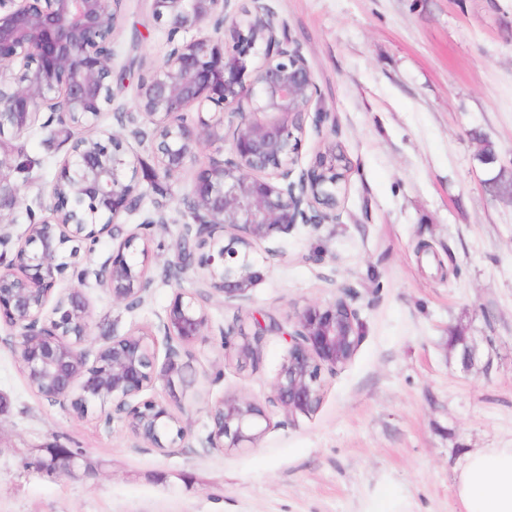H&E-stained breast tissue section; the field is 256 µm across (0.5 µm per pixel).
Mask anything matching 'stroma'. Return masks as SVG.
Segmentation results:
<instances>
[{
    "instance_id": "obj_1",
    "label": "stroma",
    "mask_w": 512,
    "mask_h": 512,
    "mask_svg": "<svg viewBox=\"0 0 512 512\" xmlns=\"http://www.w3.org/2000/svg\"><path fill=\"white\" fill-rule=\"evenodd\" d=\"M257 3L305 57L319 106L336 115L335 128L306 125L298 158L309 167L328 144L348 158L338 219L267 240L281 255L248 299L211 298L212 331L189 348L196 378L175 409L193 434L175 448L138 441L100 410L80 416L40 396L0 322V512H366L376 498L389 512H460L463 454L512 446V200L486 191L477 159L487 138L512 163V0H237ZM120 14L112 67L129 79L98 132L121 135L140 159L144 196L122 233L160 207L168 222L148 232L155 260L136 308L96 281L116 246L111 233L59 276L53 295L85 294L91 355L115 333L159 335L179 288L164 265L190 221L185 200L199 168L232 156L231 143L206 146L177 177L151 183L158 158L130 131L138 79L166 58L168 28L151 0H122ZM45 136L37 125L17 138L39 163L9 175L18 188L9 254L53 203L66 148H45ZM340 297L357 312L359 345L344 366L322 371L316 410L288 416L272 402L284 336H264L256 366L242 369L220 332L253 312L285 325ZM453 328L474 338L482 364L462 367ZM237 393L268 412L263 437L242 451L203 447L208 402ZM52 446L80 452L91 474L25 468Z\"/></svg>"
}]
</instances>
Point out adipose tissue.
Wrapping results in <instances>:
<instances>
[{
    "instance_id": "obj_1",
    "label": "adipose tissue",
    "mask_w": 512,
    "mask_h": 512,
    "mask_svg": "<svg viewBox=\"0 0 512 512\" xmlns=\"http://www.w3.org/2000/svg\"><path fill=\"white\" fill-rule=\"evenodd\" d=\"M455 495L463 512H512V447L465 453Z\"/></svg>"
}]
</instances>
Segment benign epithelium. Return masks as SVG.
Returning <instances> with one entry per match:
<instances>
[{
  "instance_id": "obj_1",
  "label": "benign epithelium",
  "mask_w": 512,
  "mask_h": 512,
  "mask_svg": "<svg viewBox=\"0 0 512 512\" xmlns=\"http://www.w3.org/2000/svg\"><path fill=\"white\" fill-rule=\"evenodd\" d=\"M233 0H151L155 21L168 26L172 47L164 62L142 80L136 108L152 125L150 143L161 171L173 178L186 169L203 145L224 140L230 119L233 158L211 159L202 167L186 201L193 223L184 226L180 242L206 249L167 262L170 278H189L166 310L161 330L164 360L145 335L132 329L102 345L93 363L81 348L89 326L87 300L72 289L46 314L49 292L67 264L59 261L69 242H87L82 229L122 223L136 210L140 184L135 154L122 137L94 133L102 112L115 101L112 90V41L120 15L117 0H0V135L22 134L43 112L42 127L73 126L86 134L76 139L56 180L69 191H52L48 215L28 232L11 260L0 254V319L17 332L20 360L31 386L46 400L70 404L79 414L98 404L107 417L128 422L143 442L159 449L185 441L190 423L167 403L141 393L160 382L171 396L190 386L185 348L211 331L206 305L217 294L244 300L264 279L277 251L257 256V246L297 225L316 227L338 219L336 191L349 170L341 150L316 154L307 169H297L298 145L306 116L316 130L335 113L310 112L318 91L298 47L279 31L257 4L237 20ZM232 30L226 47L225 26ZM195 116L188 118V111ZM275 112L277 120L259 113ZM0 166L1 224H13L16 189ZM224 234L216 235V229ZM139 233L125 236L112 252L102 281L115 303L129 307L143 301L148 250L138 248ZM357 312L345 300L310 304L296 315L288 332V357L272 384L274 401L288 414H307L319 404L321 371L345 365L359 342ZM278 328L253 321L221 332L230 337L240 364L258 360V342ZM465 368L476 365L478 346L455 336ZM210 421L205 447L220 451L254 447L269 422L265 411L245 395L229 396L207 408ZM81 455L68 448L49 451L51 470L74 471Z\"/></svg>"
}]
</instances>
